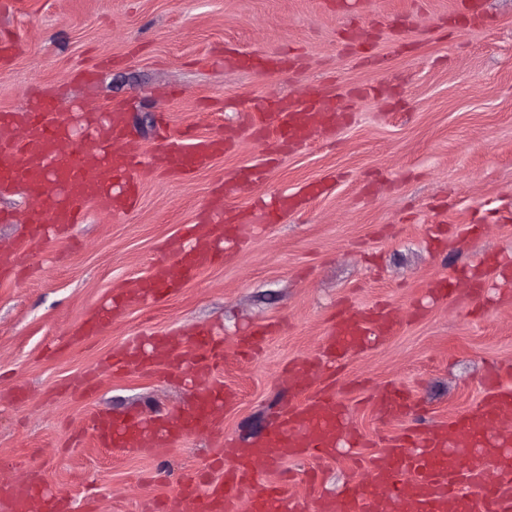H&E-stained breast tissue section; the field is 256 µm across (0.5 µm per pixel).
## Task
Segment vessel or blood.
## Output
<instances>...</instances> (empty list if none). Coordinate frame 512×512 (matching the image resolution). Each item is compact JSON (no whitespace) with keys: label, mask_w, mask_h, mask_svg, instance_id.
<instances>
[{"label":"vessel or blood","mask_w":512,"mask_h":512,"mask_svg":"<svg viewBox=\"0 0 512 512\" xmlns=\"http://www.w3.org/2000/svg\"><path fill=\"white\" fill-rule=\"evenodd\" d=\"M336 106L328 99L298 105L280 97L272 111L246 120L257 142L277 139L282 147L306 144L336 128ZM126 115L114 109L99 114L79 109L72 118L61 117L59 102L38 96L18 109L0 110V188L20 186L45 198L43 209L30 214L24 247L52 236L75 223L82 207L91 205L107 213L123 212L135 200L133 150L127 142ZM237 132L220 138L191 137L188 145L162 146L159 165L183 176L206 168L233 146ZM222 198H214L199 223L191 225L190 243L173 240L167 256L156 259L148 276L137 277L124 291L126 300L146 301L167 293L212 265L218 242L236 244L257 230L253 224L224 228L218 217ZM395 324L391 310L378 306L345 312L333 322L316 359L296 362L299 387L325 370L335 369L370 341H384ZM219 343L211 331L194 336L153 335L133 340L114 351V364L144 370L174 368L192 361L196 379L191 408L156 417L141 414L119 418L99 412L91 419L93 434L102 447L129 448L142 454L169 446L172 438L213 427L223 407L235 405L238 396L213 376L220 357ZM349 408L333 388L311 391L303 402L289 405L267 433L249 443L224 438V453L213 468L216 479L182 482L181 497L190 512H305L306 499L289 494L270 477L280 468L284 448L296 457L312 458L305 476L317 484L324 461L339 449H359L360 461L370 469L366 484L349 483L333 497L316 501V512H512V437L495 432L497 418L512 412V387L489 375L486 390L474 407L458 418L418 434L403 432L388 437L384 446L370 450V442L353 429ZM264 460L268 471L253 467ZM497 478L487 482L486 472ZM72 502L52 495L38 482L0 484V512H71Z\"/></svg>","instance_id":"b4317fda"}]
</instances>
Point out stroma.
Segmentation results:
<instances>
[{
    "instance_id": "35a3bbf8",
    "label": "stroma",
    "mask_w": 512,
    "mask_h": 512,
    "mask_svg": "<svg viewBox=\"0 0 512 512\" xmlns=\"http://www.w3.org/2000/svg\"><path fill=\"white\" fill-rule=\"evenodd\" d=\"M478 26L457 0H11L0 31L18 49L0 68V109L39 93L127 115L144 164L138 201L124 214L88 208L83 222L23 255L0 280V477L70 496L75 512H171L178 484L205 471L220 434L247 441L284 402L306 393L292 360L321 350L336 312L388 305L397 325L383 343L351 356L338 376L355 381L347 403L364 435L432 428L469 409L489 372L512 386V287L485 267L512 268V0H484ZM254 49L287 56L263 72L225 56ZM317 90L348 98L333 135L280 154L276 140L241 139L205 170L171 176L155 163L161 137L216 136L271 98L306 101ZM265 179L224 198L234 217L313 181L322 194L263 225L178 290L133 303L91 338L77 333L97 303L146 276L168 241L194 224L225 177L261 157ZM23 190L0 193V245H14L35 209ZM479 279L475 296L434 292ZM274 331L255 356L240 340ZM224 343L217 372L239 395L220 433L202 429L168 450L98 446L94 412L118 417L192 402L186 366L111 370L115 348L144 332ZM23 387V402L6 391ZM402 389L411 412L382 417L378 392ZM308 461L286 457L291 494L336 496L368 479L350 451L308 485Z\"/></svg>"
}]
</instances>
